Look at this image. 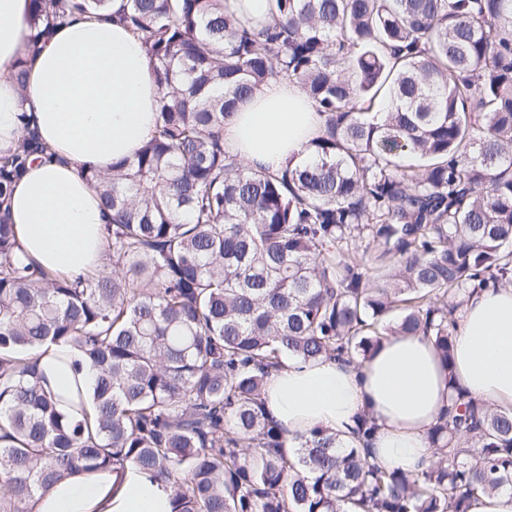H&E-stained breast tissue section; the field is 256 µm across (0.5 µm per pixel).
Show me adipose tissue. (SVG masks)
<instances>
[{"mask_svg": "<svg viewBox=\"0 0 512 512\" xmlns=\"http://www.w3.org/2000/svg\"><path fill=\"white\" fill-rule=\"evenodd\" d=\"M31 11L30 0H0V154L12 151L28 127L49 149L15 184L10 219L30 261L86 274L101 266L112 215L80 168L105 173L133 157L154 133L158 93L140 41L117 19L73 17L33 54ZM23 59L28 80L21 88L12 73ZM323 123L296 86L273 82L240 104L224 127V147L254 168L296 165ZM36 363L54 393L92 388L94 374L78 352L44 348ZM452 381L490 406H512V286L490 284L466 299L452 370L430 338L393 335L355 364L284 359L267 378L263 401L268 418L287 431L289 447L321 427L346 446L367 447L371 462L414 473L433 459L428 432L449 403ZM363 416L374 425L365 441L356 433ZM33 509L171 512V491L131 468L86 472L36 497Z\"/></svg>", "mask_w": 512, "mask_h": 512, "instance_id": "obj_1", "label": "adipose tissue"}]
</instances>
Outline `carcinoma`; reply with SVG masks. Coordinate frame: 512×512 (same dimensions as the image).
I'll list each match as a JSON object with an SVG mask.
<instances>
[{"label": "carcinoma", "instance_id": "carcinoma-1", "mask_svg": "<svg viewBox=\"0 0 512 512\" xmlns=\"http://www.w3.org/2000/svg\"><path fill=\"white\" fill-rule=\"evenodd\" d=\"M36 52L109 0H33ZM256 29L220 0H125L159 94L152 138L103 174V267L53 275L20 252L7 205L46 154L0 155V512L80 471L129 466L173 512H468L512 485V407L448 374L438 463L387 470L317 430L287 449L262 402L286 353L345 363L398 333L449 365L457 312L512 285V0H268ZM295 84L324 115L302 163L224 150L254 89ZM389 101L375 112V101ZM77 350L91 410L69 416L30 353Z\"/></svg>", "mask_w": 512, "mask_h": 512}]
</instances>
